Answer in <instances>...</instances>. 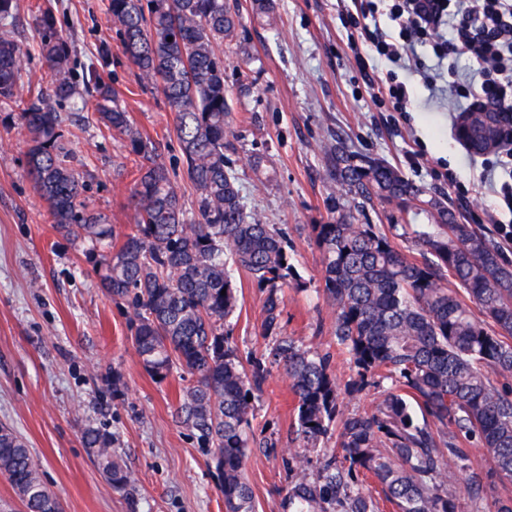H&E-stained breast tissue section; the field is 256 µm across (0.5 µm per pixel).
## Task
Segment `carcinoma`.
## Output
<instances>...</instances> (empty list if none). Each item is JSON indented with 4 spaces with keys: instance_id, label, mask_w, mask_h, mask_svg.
<instances>
[{
    "instance_id": "1",
    "label": "carcinoma",
    "mask_w": 512,
    "mask_h": 512,
    "mask_svg": "<svg viewBox=\"0 0 512 512\" xmlns=\"http://www.w3.org/2000/svg\"><path fill=\"white\" fill-rule=\"evenodd\" d=\"M18 10V0H0V109L26 90L20 118L27 172L55 228L95 258L105 291L132 311V343L145 371L159 382L178 369L191 376L176 418L215 449L224 512H255L246 458L253 448L277 453V439L253 431V398L269 363L283 365L296 398L294 448L282 458L290 473L282 512H379L378 500L364 491L370 477L398 512H456L461 474L471 512H486L483 481L495 479L503 490L496 512H512V390L493 380L512 374V268L496 243L457 222L442 197L384 160L354 154L340 138L327 147L326 171L338 191L327 202L334 218L311 231L324 256L336 346L358 369L360 384L378 373L391 382L373 408L345 416L330 355L282 333L284 288L298 281L288 238L247 210L224 154V43L237 38L238 5L108 0L107 21L138 70L140 86L160 90L174 114L178 170L160 161L156 141L136 129L119 104L105 77L108 43L97 49L100 65L72 79L74 41L57 28L54 0L37 5L45 73L24 77V51L14 37ZM89 104L139 159L131 195L134 228L115 253L114 226L81 200L84 182L65 143L64 106L81 112ZM493 123L512 127L499 112L489 123L467 112L458 117L455 136L464 145L491 141ZM181 179L196 193L190 213ZM342 197L361 205L354 211ZM376 204L390 208L386 227L359 220L365 206ZM396 238L413 243L420 259H408ZM238 271L265 293L261 336L275 341L267 359L251 361L249 370L227 330L238 305ZM460 289L484 319L475 317ZM487 319L497 331L487 330ZM332 437L336 447H321ZM82 440L113 489L136 482L112 452V434L89 426ZM474 440L491 463L482 476L471 462ZM0 475L23 512H57L27 443L2 423Z\"/></svg>"
}]
</instances>
